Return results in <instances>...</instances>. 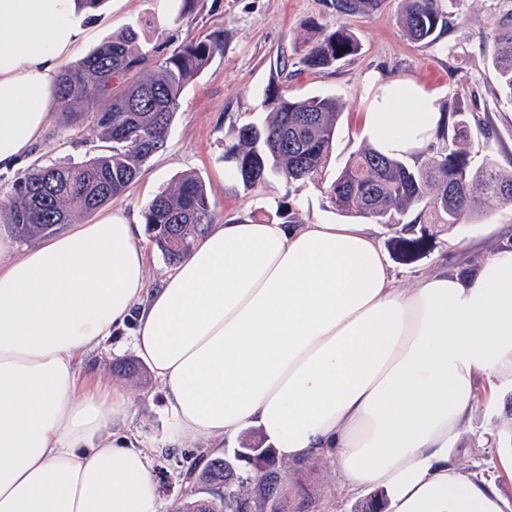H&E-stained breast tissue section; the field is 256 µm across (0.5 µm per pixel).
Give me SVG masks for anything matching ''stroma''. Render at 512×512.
Instances as JSON below:
<instances>
[{"mask_svg":"<svg viewBox=\"0 0 512 512\" xmlns=\"http://www.w3.org/2000/svg\"><path fill=\"white\" fill-rule=\"evenodd\" d=\"M332 0H195L190 13H181L180 0H114L94 11L88 36L77 54L85 56L100 44L135 29L144 48L164 45L175 49L186 37L221 34L224 51L184 92L163 150L144 166L138 181L109 210L124 213L131 223L142 221L148 203L187 173L205 184L218 216L249 214L275 216L287 207L297 223L347 222L345 214L328 203L322 186L286 185L273 178L247 189L234 174L227 156L230 127L262 123L267 115L265 93L270 81L286 86L291 95H330L344 104L332 155L326 166L334 175L366 142L359 131L377 92L367 82L410 80L436 100L440 111L462 109L467 120L469 149L474 164L493 160L512 168V105L498 97L495 75L487 63L489 36L499 23L512 21V0H446L448 28L439 42L423 46L409 40L398 26L399 0H382L367 15L348 17L360 49L349 59L319 72L304 70L297 48L310 26L336 22ZM87 112H55L41 139L23 160L22 169L62 161L80 162L107 153V142L91 135ZM393 273L402 286L417 275L446 267L467 274L487 255L512 246V206L476 210L453 228L434 232L421 224L376 225ZM139 357L130 330L114 333L91 350L87 368L122 386L133 403L131 414L114 421L113 439L142 449L161 501L170 507L224 496L220 484H187L181 473L195 460L213 455L232 457L244 441L262 442L254 428L246 435L214 440H179L161 384L149 368L130 374ZM512 389L504 388L491 406H479L456 445L457 461L472 473L494 477L504 459L512 457ZM278 490L264 497L246 486L238 502L243 512H357L370 489L350 493L334 458L320 457L288 464L278 462ZM294 486L287 499L283 487Z\"/></svg>","mask_w":512,"mask_h":512,"instance_id":"35a3bbf8","label":"stroma"}]
</instances>
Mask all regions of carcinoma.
Segmentation results:
<instances>
[{
	"label": "carcinoma",
	"instance_id": "carcinoma-1",
	"mask_svg": "<svg viewBox=\"0 0 512 512\" xmlns=\"http://www.w3.org/2000/svg\"><path fill=\"white\" fill-rule=\"evenodd\" d=\"M380 0H333L336 25L303 41L300 63L311 71L329 68L359 50L358 38L343 19L375 9ZM398 23L412 41L432 44L448 27L440 0H401ZM131 30L106 42L82 61L64 66L57 80L62 112H90V131L111 143V153L81 162L33 167L19 174L0 200L15 235L30 240L73 224L123 195L151 157L164 148L185 89L222 52L220 34L187 38L171 53L144 51ZM489 63L497 74L499 96L512 103V24L494 30ZM268 115L260 126L233 127L229 154L247 189L273 175L288 185L316 183L333 150L342 104L334 96L293 97L271 83ZM442 123L436 140L407 159L366 147L351 156L324 188L336 210L375 221L400 224L410 212L416 224H458L482 199L512 204V171L492 161L475 166L461 146L466 136L462 109ZM154 245L169 262L185 258L216 223L205 186L192 174L158 193L142 213ZM258 488L270 496L276 486L274 455L246 460ZM224 459L209 460L198 473L204 482L228 483Z\"/></svg>",
	"mask_w": 512,
	"mask_h": 512
}]
</instances>
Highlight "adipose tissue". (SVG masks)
<instances>
[{"label": "adipose tissue", "mask_w": 512, "mask_h": 512, "mask_svg": "<svg viewBox=\"0 0 512 512\" xmlns=\"http://www.w3.org/2000/svg\"><path fill=\"white\" fill-rule=\"evenodd\" d=\"M81 0H0V173L51 118L87 36ZM435 98L379 85L360 135L382 153L434 141ZM0 512H165L138 448L106 429L131 403L81 358L135 318L134 348L180 438L259 428L294 463L335 457L385 512H512L456 445L512 387V247L400 287L367 224L217 221L146 291L138 225L118 214L12 253L0 240Z\"/></svg>", "instance_id": "ef3b65f1"}]
</instances>
